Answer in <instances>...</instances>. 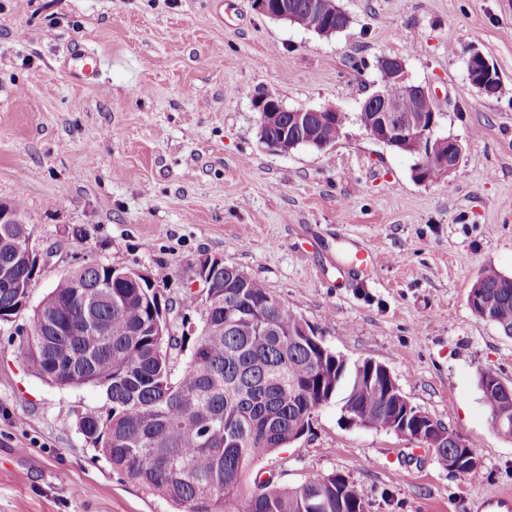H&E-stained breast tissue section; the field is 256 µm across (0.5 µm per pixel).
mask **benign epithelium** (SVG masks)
<instances>
[{"mask_svg": "<svg viewBox=\"0 0 512 512\" xmlns=\"http://www.w3.org/2000/svg\"><path fill=\"white\" fill-rule=\"evenodd\" d=\"M257 10L272 20H280L293 16L288 0H255ZM376 68L391 73L401 97L414 103L413 113L404 115L398 101L387 95L381 89H376L363 103V109L378 113V123L369 129L370 136L383 143L396 145L411 153L418 152L422 161L415 167L414 177L419 182H426L421 170L427 167H438L442 175L447 177L458 167L462 156L463 146L454 138L434 137L438 125L436 111H425L420 108V102L431 98L429 90L421 85L407 82L405 64L397 57L384 56L378 59ZM467 77L470 83L484 95L496 93L500 78L496 68L490 64L480 51L471 53L467 60ZM254 109L260 114L261 135L265 144L274 150L288 152V131H308L313 128V120L320 122L336 114L333 107L295 108L288 109L281 103L268 97H260L254 101ZM385 380L386 395L399 390L389 370L382 364L372 360L366 362V377L371 381L375 376ZM406 408L413 409L415 420H398L394 426V434L412 440L420 439L425 434L443 432L444 425L437 423L428 413L411 403Z\"/></svg>", "mask_w": 512, "mask_h": 512, "instance_id": "7a95c632", "label": "benign epithelium"}]
</instances>
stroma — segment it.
Segmentation results:
<instances>
[{"label": "stroma", "instance_id": "35a3bbf8", "mask_svg": "<svg viewBox=\"0 0 512 512\" xmlns=\"http://www.w3.org/2000/svg\"><path fill=\"white\" fill-rule=\"evenodd\" d=\"M349 26L321 37L261 15L254 0H0V202L21 200L49 255L29 307L0 321V512H173L98 458L75 412L97 387L60 388L18 357L33 308L87 262L167 268L169 323L199 322L201 260L263 281L323 343L390 371L412 405L457 433L479 467L453 474L427 449L314 411L303 436L256 471L295 487L332 473L367 512H488L512 492V441L493 430L479 385H512V337L476 316L483 268L512 277V0H340ZM79 42L108 64L99 84L62 62ZM480 50L502 83L467 79ZM431 90L437 135L460 139L455 172L414 178L415 156L374 140L356 115L379 57ZM333 106L350 117L328 151L282 154L253 103ZM371 249L380 272L348 273Z\"/></svg>", "mask_w": 512, "mask_h": 512}]
</instances>
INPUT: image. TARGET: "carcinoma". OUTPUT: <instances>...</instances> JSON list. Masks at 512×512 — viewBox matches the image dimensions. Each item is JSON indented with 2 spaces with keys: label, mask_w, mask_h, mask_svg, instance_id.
<instances>
[{
  "label": "carcinoma",
  "mask_w": 512,
  "mask_h": 512,
  "mask_svg": "<svg viewBox=\"0 0 512 512\" xmlns=\"http://www.w3.org/2000/svg\"><path fill=\"white\" fill-rule=\"evenodd\" d=\"M342 31L345 13L329 17L301 10L292 24L305 30L325 23ZM349 116L315 127L312 148L336 143ZM25 227L0 224V267L12 269L0 280V320L26 309L22 302L39 275L35 262L18 257ZM127 269L110 264L71 270L34 310L31 333L20 342L22 359L57 387L93 385L103 390L100 407L76 414L83 436L116 469L147 495L162 498L176 512H358L365 497L336 476L289 488L268 479L243 494L245 472L304 433L315 410L340 398L342 410L368 415L377 429L393 430L404 403L358 380L357 363L302 335L303 319L259 280L226 265L205 289L184 301L201 306L200 325L189 359L175 374L171 352L184 348L186 334L171 332L166 313L173 303L161 294L169 274L131 280ZM481 304L474 313L512 337V277L485 268L477 278ZM236 302L227 320L224 303ZM481 374L488 407L512 409V397ZM466 449L443 439L435 454Z\"/></svg>",
  "instance_id": "obj_1"
}]
</instances>
